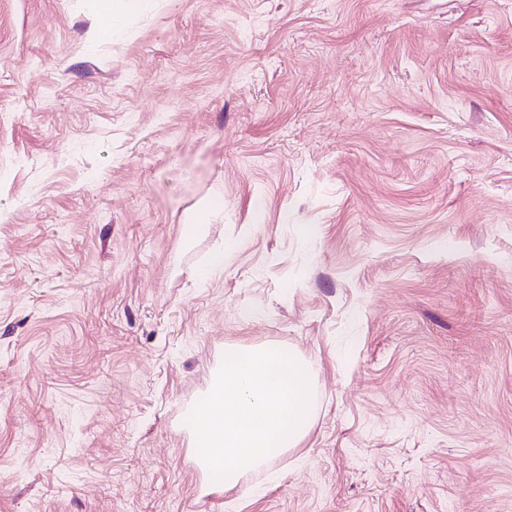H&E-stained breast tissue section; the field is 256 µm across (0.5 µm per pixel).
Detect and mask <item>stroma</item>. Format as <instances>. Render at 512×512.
<instances>
[{"instance_id": "35a3bbf8", "label": "stroma", "mask_w": 512, "mask_h": 512, "mask_svg": "<svg viewBox=\"0 0 512 512\" xmlns=\"http://www.w3.org/2000/svg\"><path fill=\"white\" fill-rule=\"evenodd\" d=\"M95 9L0 0V512H512V0ZM262 342L313 425L201 498ZM122 1L126 0H98V9L95 12L91 43L103 39L105 26L112 22L117 24L123 17Z\"/></svg>"}]
</instances>
